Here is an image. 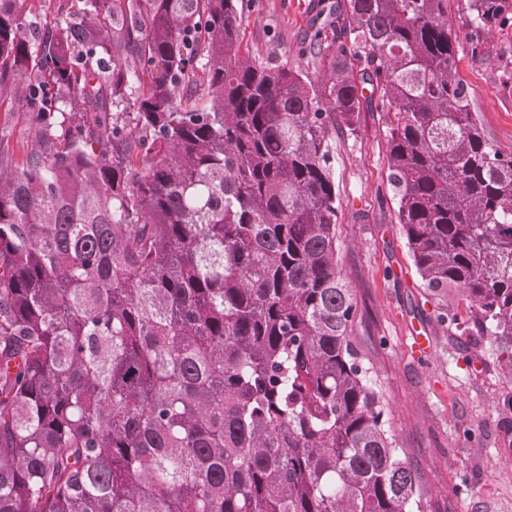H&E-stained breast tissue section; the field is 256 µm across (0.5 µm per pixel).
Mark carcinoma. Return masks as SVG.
<instances>
[{"label": "carcinoma", "instance_id": "carcinoma-1", "mask_svg": "<svg viewBox=\"0 0 512 512\" xmlns=\"http://www.w3.org/2000/svg\"><path fill=\"white\" fill-rule=\"evenodd\" d=\"M31 2L0 0V99L24 79L39 135L0 163V512H422L351 339L330 146L385 113L422 284L512 349V155L445 0L334 6L316 82L244 52L239 0H54L37 48Z\"/></svg>", "mask_w": 512, "mask_h": 512}]
</instances>
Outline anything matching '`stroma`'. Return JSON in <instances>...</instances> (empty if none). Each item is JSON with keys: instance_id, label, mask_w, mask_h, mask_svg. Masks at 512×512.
Segmentation results:
<instances>
[{"instance_id": "35a3bbf8", "label": "stroma", "mask_w": 512, "mask_h": 512, "mask_svg": "<svg viewBox=\"0 0 512 512\" xmlns=\"http://www.w3.org/2000/svg\"><path fill=\"white\" fill-rule=\"evenodd\" d=\"M325 0H244L242 33L252 56L297 68ZM456 75L488 137L512 153V26L478 33L468 0H447ZM36 127L22 94L0 100V152L21 161ZM331 168L340 201L338 266L360 317L352 341L370 367L398 448L421 477L426 512H512V354L472 329L448 324L445 303L424 288L388 189L385 115L364 112L358 130H335ZM431 338L421 359L413 331Z\"/></svg>"}]
</instances>
